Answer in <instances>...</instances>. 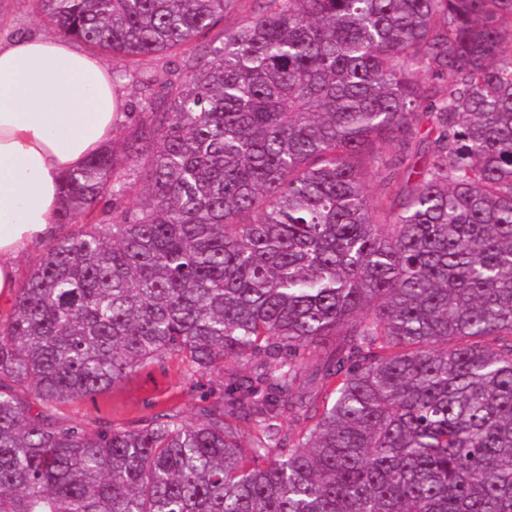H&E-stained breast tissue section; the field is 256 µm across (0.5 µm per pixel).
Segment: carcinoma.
Returning <instances> with one entry per match:
<instances>
[{
    "label": "carcinoma",
    "mask_w": 512,
    "mask_h": 512,
    "mask_svg": "<svg viewBox=\"0 0 512 512\" xmlns=\"http://www.w3.org/2000/svg\"><path fill=\"white\" fill-rule=\"evenodd\" d=\"M34 2L140 98L0 320V512H512V0ZM172 357L245 369L56 415ZM255 9H258V4L253 2V0H239L235 2L225 14L224 22L211 33V36L222 38L225 30H231L246 23ZM244 369L235 359L224 360V371L190 374L181 361L169 358L162 366L134 368L112 389L94 397L74 401L57 408L67 420L94 427L106 417L117 427L128 426L136 417L153 411L171 409L191 418L201 397H220L224 373ZM148 403L154 408L147 409Z\"/></svg>",
    "instance_id": "carcinoma-1"
}]
</instances>
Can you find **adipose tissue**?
<instances>
[{
    "mask_svg": "<svg viewBox=\"0 0 512 512\" xmlns=\"http://www.w3.org/2000/svg\"><path fill=\"white\" fill-rule=\"evenodd\" d=\"M125 110L111 69L68 39L0 40V302L19 257L59 231L62 175L111 142Z\"/></svg>",
    "mask_w": 512,
    "mask_h": 512,
    "instance_id": "1",
    "label": "adipose tissue"
}]
</instances>
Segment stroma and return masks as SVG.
<instances>
[{"label":"stroma","instance_id":"1","mask_svg":"<svg viewBox=\"0 0 512 512\" xmlns=\"http://www.w3.org/2000/svg\"><path fill=\"white\" fill-rule=\"evenodd\" d=\"M19 34L54 37L58 29L41 18L33 0H0V38ZM237 360L228 359L220 372L188 373L177 358L163 365L129 370L112 389L91 399L58 407L60 417L95 426L105 417L114 426L125 427L148 408L171 409L184 417H193L202 397L217 398L223 393L225 373L239 370Z\"/></svg>","mask_w":512,"mask_h":512}]
</instances>
